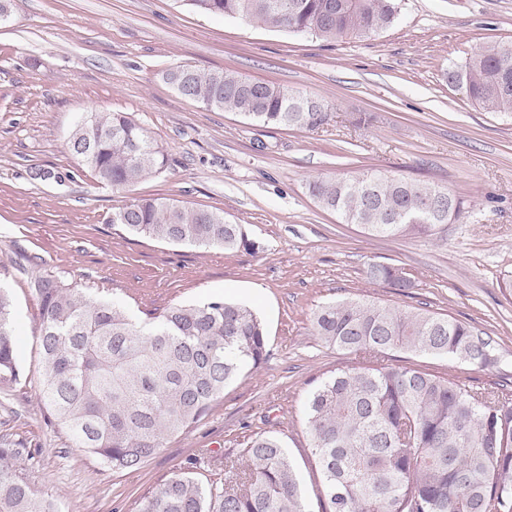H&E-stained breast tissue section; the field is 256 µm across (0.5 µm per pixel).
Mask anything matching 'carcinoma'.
<instances>
[{"label": "carcinoma", "instance_id": "obj_1", "mask_svg": "<svg viewBox=\"0 0 512 512\" xmlns=\"http://www.w3.org/2000/svg\"><path fill=\"white\" fill-rule=\"evenodd\" d=\"M196 10L260 22L322 40L372 37L389 28L401 0H181ZM184 96L256 123L313 131L327 107L300 93L233 73L180 65ZM483 109L512 115V41L492 43L446 73ZM68 148L114 187L159 173L167 158L120 112L96 114L71 132ZM374 171L319 178L313 199L372 236H433L462 215V201L435 185ZM127 233L174 245L256 249L241 224L221 212L160 198L112 213ZM395 265L371 264L366 277L414 287ZM41 350L39 401L71 441L101 464L134 472L167 438L196 426L224 388L267 360L265 324L241 302L213 297L168 307L145 324L119 303L92 299L50 274H33ZM315 335L352 352L363 366L313 388L303 408L322 512H512V398L379 355L497 361L487 333L448 315L342 299L313 315ZM10 295L0 290V392L23 375ZM20 449L0 438V512H62L34 494ZM138 512H308L292 457L274 435L252 438L224 466L170 478L140 497Z\"/></svg>", "mask_w": 512, "mask_h": 512}]
</instances>
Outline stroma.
Listing matches in <instances>:
<instances>
[{
    "label": "stroma",
    "mask_w": 512,
    "mask_h": 512,
    "mask_svg": "<svg viewBox=\"0 0 512 512\" xmlns=\"http://www.w3.org/2000/svg\"><path fill=\"white\" fill-rule=\"evenodd\" d=\"M512 40V0H402L379 35L342 42L298 36L191 10L178 0H10L0 20V287L10 291L23 377L0 395V436L27 452L30 486L67 512H137L146 491L276 435L293 458L309 512L321 477L300 408L310 390L358 355L322 343L312 317L358 298L424 308L471 323L499 362L392 353L480 388L512 386V118L449 85L448 68ZM179 65L230 71L328 103L315 131L264 126L207 108L165 79ZM121 112L165 153L162 173L115 188L67 150L77 124ZM52 171L49 179L39 178ZM379 170L448 189L464 203L434 236L376 237L310 196L317 178ZM167 198L222 211L256 251L173 246L111 222L135 199ZM94 297L121 299L135 320L223 295L254 306L270 357L229 384L209 414L169 438L143 468L115 472L51 422L37 401V305L18 265ZM371 264L404 267L413 288L367 280Z\"/></svg>",
    "instance_id": "obj_1"
}]
</instances>
